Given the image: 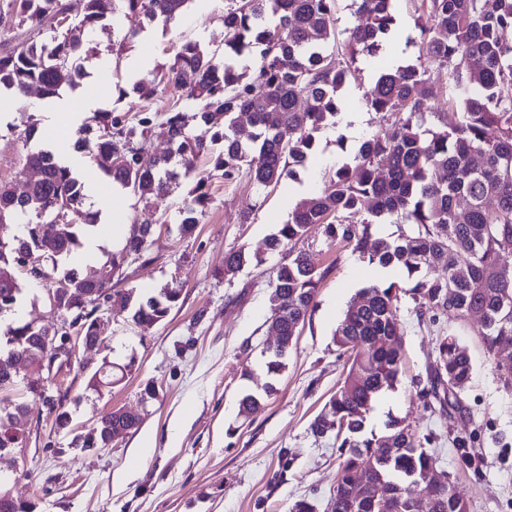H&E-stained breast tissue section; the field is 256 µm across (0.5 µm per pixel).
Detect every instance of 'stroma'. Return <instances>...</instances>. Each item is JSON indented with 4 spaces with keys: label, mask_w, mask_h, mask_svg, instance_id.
<instances>
[{
    "label": "stroma",
    "mask_w": 512,
    "mask_h": 512,
    "mask_svg": "<svg viewBox=\"0 0 512 512\" xmlns=\"http://www.w3.org/2000/svg\"><path fill=\"white\" fill-rule=\"evenodd\" d=\"M227 5L228 0H190L170 24L125 12L108 16L83 38L74 61L80 75L68 92L71 106L95 95L103 111H166L177 92L169 88L146 101L134 83L171 61L185 42L223 49ZM393 9L397 24L382 54L358 62L338 92L342 111L361 115L357 131L339 124L321 129L313 156L296 178L263 191L244 175L225 183L210 156L202 155L196 172L208 176L212 201L193 236H181L178 213L191 180L155 199L149 258L128 261L115 287L147 293L178 286L181 299L163 322L150 327L117 305L103 315L100 347L77 348L78 364L94 369L107 356L131 363L132 371L97 393L88 390V372L78 364L64 370L53 389L66 399L68 429L56 431L42 402L31 401L24 440L0 455V476L34 512H290L300 499L315 512H331L339 453L334 436L314 435L311 424L349 367L333 342L334 331L350 301L379 274L351 248L312 230L302 246L329 273L285 370L274 377L265 367L272 341L268 295L281 256L266 252L265 243L296 202L322 190L363 140L386 129L381 115L367 110L363 95L393 40L402 41L406 62L418 56L414 0H394ZM120 39L125 46L117 54L112 44ZM58 106L34 89L0 110V183L14 181L27 151L39 149ZM239 247L262 255L263 263L222 278L225 252ZM420 307L408 294L398 303L402 374L388 401L376 403L367 427L381 434L389 418L405 419L426 439L438 471L452 473L469 512H512V389L499 380L477 319L463 320L452 311L423 319ZM448 334L466 348L473 369L459 405L442 417L427 408L420 392L430 385L439 341ZM149 384L156 396L145 401L141 393ZM270 384L276 390L269 395ZM246 390L266 396L262 408L247 417L239 412ZM113 408L143 415L138 434L105 448L75 447V436ZM145 434L152 435L154 449L142 455L138 446Z\"/></svg>",
    "instance_id": "35a3bbf8"
}]
</instances>
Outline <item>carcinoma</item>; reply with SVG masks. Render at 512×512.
I'll use <instances>...</instances> for the list:
<instances>
[{"mask_svg": "<svg viewBox=\"0 0 512 512\" xmlns=\"http://www.w3.org/2000/svg\"><path fill=\"white\" fill-rule=\"evenodd\" d=\"M189 0H84L80 19L66 22L64 0H12L0 12V30L28 27L48 30L50 38L29 34L0 53V88L23 97L38 89L46 97L73 85V58L83 37L120 5L150 19L177 20ZM359 24L336 41V0H229L224 9V53L194 42L184 43L165 67L167 82L194 103L188 114L175 105L163 113L144 109L133 115L95 112L85 126L95 132L90 159L100 163L112 182L128 189L144 206L168 194L179 178L195 185L179 206L181 232L190 235L211 198L209 178L195 175V160L215 144L213 169L224 182L244 172L265 189L296 176L315 151L316 133L335 118L338 90L347 69L363 55L374 56L395 24L391 0H357ZM415 19L417 62L381 72L365 92L366 106L385 118L388 129L365 139L352 162L338 167L319 193L302 199L267 240L272 252L287 251L274 270L269 293L271 313L279 316L280 352H271L268 373L277 376L295 345L300 325L314 306L319 284L328 273L307 251L287 246L321 228L362 258L400 272L398 281H378L359 291L333 341L348 355L342 386L314 419L318 436L335 433L346 449L336 478L332 512H380L374 499L355 490L358 471L371 473L385 503L404 502L403 512H468L454 490L428 487L436 459L404 420L392 418L384 434L366 432V422L379 396L395 389L404 346L396 320L397 303L409 292L424 300L430 312L452 310L463 319L475 313L479 336L490 355L512 346V0H421ZM341 56L340 62L333 54ZM448 69L452 94L448 108L432 112L425 88L427 66ZM191 73L190 84L183 83ZM252 131L239 136L241 117ZM196 121V128L189 120ZM167 127L169 154L146 153L144 141L156 123ZM120 154L110 165L106 156ZM25 167L40 179L20 191L0 184V228L17 215L30 216L23 242L0 245V316L22 302L19 281L24 256L44 257L43 287L53 286L60 260L82 246L80 235L94 226L95 213L85 210L86 183L46 151L27 154ZM393 219L398 234L372 239V227ZM45 224L52 226L41 233ZM151 237L129 234L123 248L105 255L98 281L75 269L63 275L58 307L94 324L99 306L81 312L84 297L103 293L112 303L134 308L136 323L164 321L181 298L182 289L165 287L144 300L132 291L112 288V274L127 252L147 255ZM263 259L244 249L224 254L222 274L234 277L251 261ZM46 328L34 321L7 326L0 346V434L21 426L31 393L17 369L40 367ZM472 371L467 352L451 336L438 347L433 385L466 386ZM261 396L243 392L240 412L256 413ZM48 413L65 426L70 413L61 398L44 401ZM141 422L108 412L87 432L75 437L82 448L103 447L113 432L130 435Z\"/></svg>", "mask_w": 512, "mask_h": 512, "instance_id": "carcinoma-1", "label": "carcinoma"}]
</instances>
